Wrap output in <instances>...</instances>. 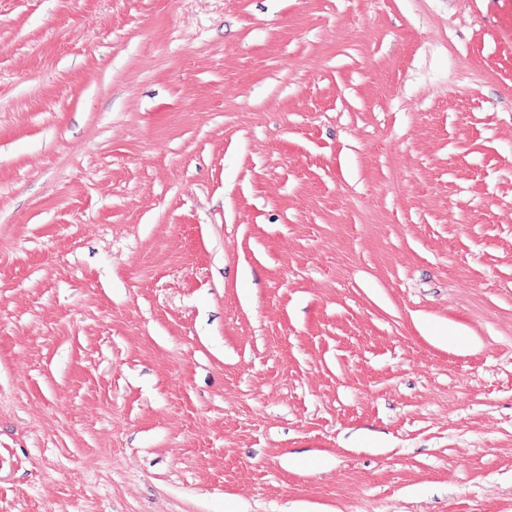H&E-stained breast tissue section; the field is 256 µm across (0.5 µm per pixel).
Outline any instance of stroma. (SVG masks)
I'll return each instance as SVG.
<instances>
[{"label":"stroma","mask_w":512,"mask_h":512,"mask_svg":"<svg viewBox=\"0 0 512 512\" xmlns=\"http://www.w3.org/2000/svg\"><path fill=\"white\" fill-rule=\"evenodd\" d=\"M0 512H512V0H0Z\"/></svg>","instance_id":"obj_1"}]
</instances>
